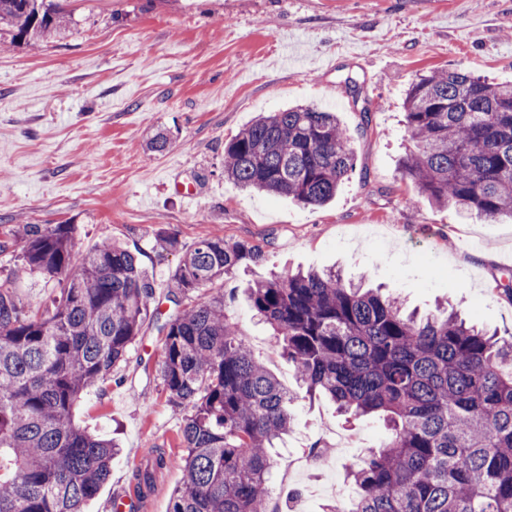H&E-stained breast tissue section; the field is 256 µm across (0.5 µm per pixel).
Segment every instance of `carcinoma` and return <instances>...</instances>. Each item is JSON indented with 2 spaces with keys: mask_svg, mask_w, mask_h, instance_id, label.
I'll return each instance as SVG.
<instances>
[{
  "mask_svg": "<svg viewBox=\"0 0 512 512\" xmlns=\"http://www.w3.org/2000/svg\"><path fill=\"white\" fill-rule=\"evenodd\" d=\"M68 0H0V26L37 45L62 35ZM411 148L402 172L429 202L512 218V83L463 69L419 75L406 90ZM355 167L352 137L312 106L257 117L224 144V177L241 189L319 207ZM71 224H30L14 275L58 281L39 313L0 281V512H84L108 479L115 446L74 423L82 395L122 362L155 296L129 249L104 241L73 259ZM259 257L215 236L185 253L193 292ZM253 316L294 366L305 394L351 417L381 414L388 436L351 468L356 497L325 512H512V337L456 313L418 317L396 297L333 270L273 274L245 287ZM160 373L187 409L184 476L169 512H258L275 467L269 449L293 424L297 394L252 355L224 295L179 306L163 327ZM169 457L135 474L154 488Z\"/></svg>",
  "mask_w": 512,
  "mask_h": 512,
  "instance_id": "obj_1",
  "label": "carcinoma"
}]
</instances>
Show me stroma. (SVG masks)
<instances>
[{"label":"stroma","instance_id":"1","mask_svg":"<svg viewBox=\"0 0 512 512\" xmlns=\"http://www.w3.org/2000/svg\"><path fill=\"white\" fill-rule=\"evenodd\" d=\"M65 36L39 51L0 33V242L26 224H71L75 253L115 240L138 253L160 313H148L125 361L84 395L76 425L114 440L112 474L86 507L110 512L132 492L155 449L173 459L133 512H168L180 484L182 409L159 372L161 327L182 294L174 274L203 238L258 247L264 260L209 286L235 296L247 281L299 268L370 271V286L409 309L446 302L464 317L512 331V219L435 207L403 175V100L418 74L461 68L512 81V0H76ZM358 81L352 94L346 76ZM314 103L350 132L356 163L319 208L238 189L224 177V142L257 115ZM166 132L161 154L149 140ZM194 188L179 195L178 185ZM178 250L156 249L158 233ZM231 313L254 358L283 387L293 366L244 298ZM272 455L279 512H324L327 486L355 494L348 471L376 448L382 417L348 419L325 397L298 398Z\"/></svg>","mask_w":512,"mask_h":512}]
</instances>
